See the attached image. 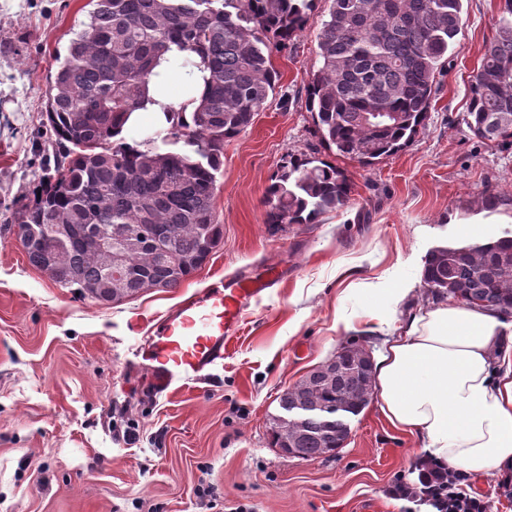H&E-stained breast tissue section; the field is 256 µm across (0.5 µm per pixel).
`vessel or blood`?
<instances>
[{"instance_id": "1", "label": "vessel or blood", "mask_w": 512, "mask_h": 512, "mask_svg": "<svg viewBox=\"0 0 512 512\" xmlns=\"http://www.w3.org/2000/svg\"><path fill=\"white\" fill-rule=\"evenodd\" d=\"M281 280L264 275L225 280L187 297L160 318L136 349V359L156 393L199 381L224 361V349L241 328L245 311Z\"/></svg>"}]
</instances>
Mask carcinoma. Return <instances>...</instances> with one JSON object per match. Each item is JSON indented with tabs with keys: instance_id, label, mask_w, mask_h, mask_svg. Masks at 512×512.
<instances>
[{
	"instance_id": "obj_1",
	"label": "carcinoma",
	"mask_w": 512,
	"mask_h": 512,
	"mask_svg": "<svg viewBox=\"0 0 512 512\" xmlns=\"http://www.w3.org/2000/svg\"><path fill=\"white\" fill-rule=\"evenodd\" d=\"M90 0L82 29L49 78L46 131L53 168L38 176L40 197L11 213L22 224L29 264L84 298L100 289L121 253L129 278L117 302L146 280L176 288L197 272L224 239L215 198L224 142L253 122L279 82L273 51L293 43L316 21V56L306 108L334 155L364 166L390 157L415 139L462 31L463 0ZM468 84L465 122L481 139L512 146V0H502ZM182 68L209 72L197 110L140 140L123 136L151 78L172 46ZM382 112L379 123L366 121ZM345 172L315 155L292 154L266 190V223L314 224L349 204ZM72 227L64 245L67 269L51 272L47 235ZM112 250L94 243L100 232ZM512 230L488 242L438 246L425 261L433 297L512 309ZM349 380L332 383L310 371L279 399L300 406L290 434L270 433L289 457L316 459L343 443L342 419L358 405L336 398Z\"/></svg>"
}]
</instances>
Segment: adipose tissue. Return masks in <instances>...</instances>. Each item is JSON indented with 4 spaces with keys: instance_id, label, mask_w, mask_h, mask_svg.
<instances>
[{
    "instance_id": "1",
    "label": "adipose tissue",
    "mask_w": 512,
    "mask_h": 512,
    "mask_svg": "<svg viewBox=\"0 0 512 512\" xmlns=\"http://www.w3.org/2000/svg\"><path fill=\"white\" fill-rule=\"evenodd\" d=\"M202 72L163 64L128 127L195 112ZM379 408L425 459L480 475L512 469V314L462 302L418 309L373 365Z\"/></svg>"
}]
</instances>
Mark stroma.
<instances>
[{"label":"stroma","instance_id":"obj_1","mask_svg":"<svg viewBox=\"0 0 512 512\" xmlns=\"http://www.w3.org/2000/svg\"><path fill=\"white\" fill-rule=\"evenodd\" d=\"M499 9L500 0H463L458 44L410 146L371 166L336 159L352 185L346 209L269 224L265 193L284 157L334 159L305 108L317 34L308 26L273 53L281 78L263 112L224 144L223 244L179 287L102 305L32 267L6 222L53 160L48 79L89 0H0V512H422L388 493L416 481L420 454L377 402L351 418L333 456H284L269 427L280 394L341 346L375 352L389 338L367 317L383 305L367 283L413 284L391 312L402 324L433 302L423 283L430 250L512 228V146L474 137L463 121ZM485 191L503 206L477 210ZM272 264L287 275L248 310L223 366L156 393L134 357L155 321L215 281Z\"/></svg>","mask_w":512,"mask_h":512}]
</instances>
